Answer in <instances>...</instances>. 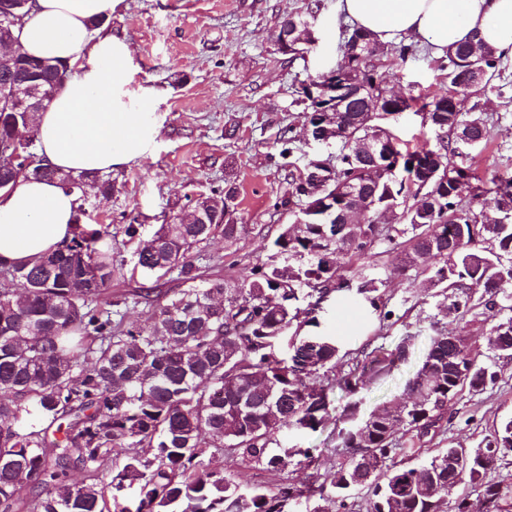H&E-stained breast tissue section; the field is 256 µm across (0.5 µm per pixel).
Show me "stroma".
Masks as SVG:
<instances>
[{
	"label": "stroma",
	"instance_id": "obj_1",
	"mask_svg": "<svg viewBox=\"0 0 512 512\" xmlns=\"http://www.w3.org/2000/svg\"><path fill=\"white\" fill-rule=\"evenodd\" d=\"M291 14L305 16L317 38L307 53L296 57L282 53L276 42L282 21ZM346 23L338 0H122L105 29L129 42L135 84L157 91L160 134L148 153L113 170L112 196L92 199L89 205L94 216L109 224L117 242L113 292L155 285L154 277L134 272L136 245L128 241L124 225H140L141 237H150L199 194L218 187L236 188L244 228L235 245H226L220 236L211 239L207 259L224 277L241 279L252 264L266 258L279 225L292 218L286 204L288 165L280 155L284 133L295 140L297 168H304L307 156L336 152L307 141L299 91L308 77L336 66ZM439 61V54L424 50L403 60L388 57L390 87L413 98L438 92ZM481 105L490 117L491 136L477 171L486 179L512 176V97L492 95ZM374 253L362 274L376 280L394 316L382 324L364 309H353L356 322L339 338L348 349L368 341L391 348L406 337L412 346L408 361L392 377L360 394L364 415L378 404L402 399L430 336L453 328L438 311L447 294L443 286L413 270L395 273L397 258L387 245H377ZM494 369V384L476 394L462 392L449 402L440 433L415 443L410 433L398 429L401 449L395 462L416 464L448 447L482 446L493 425L512 417V358H497ZM332 398L329 418L317 432L290 429L277 436L280 446L314 449L315 466L295 463L268 473L258 464L239 463L240 481L271 487L306 484L343 461L336 434L347 399L338 392Z\"/></svg>",
	"mask_w": 512,
	"mask_h": 512
}]
</instances>
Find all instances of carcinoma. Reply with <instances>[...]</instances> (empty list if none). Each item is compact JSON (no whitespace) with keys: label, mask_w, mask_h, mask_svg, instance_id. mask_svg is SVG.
I'll list each match as a JSON object with an SVG mask.
<instances>
[{"label":"carcinoma","mask_w":512,"mask_h":512,"mask_svg":"<svg viewBox=\"0 0 512 512\" xmlns=\"http://www.w3.org/2000/svg\"><path fill=\"white\" fill-rule=\"evenodd\" d=\"M26 17L11 27L0 24V46L21 36ZM311 32L303 16H290L277 42L288 38V53L296 54ZM344 35L336 81L369 86L382 105L367 124L370 103L363 99L349 102L334 123L309 119L313 142L341 145L324 159L332 183L319 189L307 175L291 178L295 221L279 228L272 254L241 280L210 274L199 263L215 236L230 245L238 240L243 225L233 188L197 200L211 210L205 224L176 216L147 239L140 238V225H126L125 236L138 240L135 266L180 282L151 305L144 328L125 323L142 290L115 299L109 293V225L86 218L90 197L114 191L111 176L63 173L42 165L36 151L26 152V175L58 181L77 195L79 207L72 237L57 250L31 266L0 262V512H284L290 500L326 492L350 512L348 493L366 485L376 497L373 512H440L421 489L427 480L447 490L449 512H466L469 486L482 490L488 512H512V489L486 481L498 461L512 457V418L493 426L482 448H447L419 466L392 463L396 406L385 402L361 419L358 395L407 360L410 342L393 348L368 342L342 354L318 319L323 303L345 291L379 322L392 319L375 279L352 270L353 261L373 257L383 240L399 251L397 272L422 267L458 291L442 309L444 318L463 319L478 290L495 320L484 351L461 334L453 342L446 333L430 338L405 386L406 431L418 439L439 431L448 402L495 380L494 357L512 354V314H502L512 304H501L512 301L506 289L512 285V176L483 181L474 153L490 139L479 100L507 93V85L496 83L503 55L471 44L445 50L443 87L421 108L434 142L403 151L385 120L410 109L409 99L387 92L384 62L368 50L377 47L370 32L352 24ZM67 72L23 52L0 55V98L7 87L18 105L37 97L48 104V91ZM466 98L476 102L464 110ZM18 127L38 135L33 117L7 112L0 102V140ZM367 140L383 143L396 172L362 154ZM349 188L365 210L388 212L393 223L372 220L349 237L335 231L324 200L332 195L339 203ZM420 195L429 202H408ZM488 195L492 216L477 208ZM303 253L316 262L302 273L289 259ZM302 284L316 294L305 309L296 305ZM334 388L350 401L338 431L346 460L329 473L328 484L245 486L206 452L226 448L233 459L274 473L297 455L310 464V450L272 445L284 429L323 425ZM64 417L70 418L64 435L49 436ZM117 448L122 453L112 455ZM75 465L83 471L79 482L70 477Z\"/></svg>","instance_id":"obj_1"}]
</instances>
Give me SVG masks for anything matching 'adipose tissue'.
Returning <instances> with one entry per match:
<instances>
[{
	"label": "adipose tissue",
	"instance_id": "ef3b65f1",
	"mask_svg": "<svg viewBox=\"0 0 512 512\" xmlns=\"http://www.w3.org/2000/svg\"><path fill=\"white\" fill-rule=\"evenodd\" d=\"M122 0H36L26 19L24 52L67 63L70 72L35 116L40 154L73 174H104L150 150L159 134L152 88L131 90L129 43L98 27ZM354 24L379 43L428 42L436 51L481 43L512 56V0H340ZM75 194L59 184L19 179L0 191V259L31 263L70 238Z\"/></svg>",
	"mask_w": 512,
	"mask_h": 512
}]
</instances>
